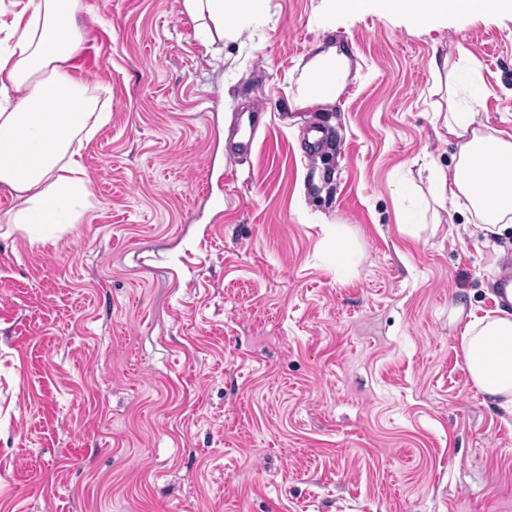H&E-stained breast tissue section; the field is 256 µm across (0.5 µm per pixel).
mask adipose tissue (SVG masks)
<instances>
[{
	"label": "adipose tissue",
	"instance_id": "adipose-tissue-1",
	"mask_svg": "<svg viewBox=\"0 0 512 512\" xmlns=\"http://www.w3.org/2000/svg\"><path fill=\"white\" fill-rule=\"evenodd\" d=\"M384 12L423 27L434 19L475 13L512 15V0H374ZM259 0H182L199 20L203 41L223 40L229 25L258 9ZM78 0H28L10 23L0 22V189L16 199V229L45 240L75 223L71 203L88 204L82 149L111 114L65 71L79 46ZM342 47L316 46L292 80L299 110L336 103L350 75ZM439 101L434 117L455 146L453 166L430 168L433 203L471 214L483 231L512 226V136L496 135L475 119L479 80L460 83L457 68L431 58ZM468 379L496 406L512 413V311L465 324L459 337Z\"/></svg>",
	"mask_w": 512,
	"mask_h": 512
}]
</instances>
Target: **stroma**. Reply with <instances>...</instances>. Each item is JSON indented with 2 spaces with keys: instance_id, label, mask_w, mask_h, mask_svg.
I'll return each mask as SVG.
<instances>
[{
  "instance_id": "1",
  "label": "stroma",
  "mask_w": 512,
  "mask_h": 512,
  "mask_svg": "<svg viewBox=\"0 0 512 512\" xmlns=\"http://www.w3.org/2000/svg\"><path fill=\"white\" fill-rule=\"evenodd\" d=\"M77 26L67 73L111 112L83 150L92 205L34 243L0 193V512H512V415L457 341L496 311L512 229L399 222L402 185L424 205L455 153L432 55L512 134V16L420 31L261 0L208 46L181 0H80ZM321 43L345 89L293 109Z\"/></svg>"
}]
</instances>
